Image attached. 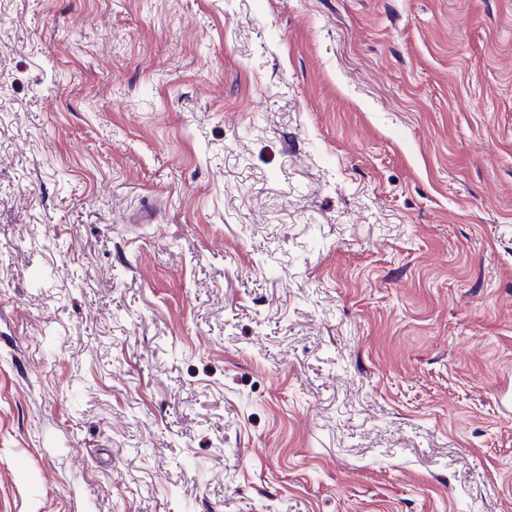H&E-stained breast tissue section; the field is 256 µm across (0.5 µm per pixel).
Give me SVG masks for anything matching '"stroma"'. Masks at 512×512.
<instances>
[{
  "label": "stroma",
  "mask_w": 512,
  "mask_h": 512,
  "mask_svg": "<svg viewBox=\"0 0 512 512\" xmlns=\"http://www.w3.org/2000/svg\"><path fill=\"white\" fill-rule=\"evenodd\" d=\"M506 387L512 0H0V512H512Z\"/></svg>",
  "instance_id": "stroma-1"
}]
</instances>
